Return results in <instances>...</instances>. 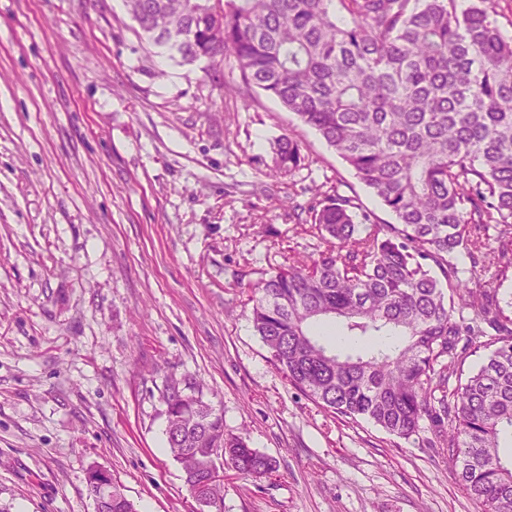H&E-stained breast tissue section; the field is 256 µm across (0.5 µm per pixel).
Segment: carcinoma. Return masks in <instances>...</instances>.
<instances>
[{
	"instance_id": "obj_1",
	"label": "carcinoma",
	"mask_w": 512,
	"mask_h": 512,
	"mask_svg": "<svg viewBox=\"0 0 512 512\" xmlns=\"http://www.w3.org/2000/svg\"><path fill=\"white\" fill-rule=\"evenodd\" d=\"M138 36L177 63L234 59L259 89L314 129L396 219L358 217L336 193L312 208L325 249L248 284L254 332L270 362L323 409L409 438L430 422L458 483L481 512H512V319L472 288L452 257L486 248L481 232L512 222V36L492 0H123ZM303 144L273 145V170L305 167ZM512 265L487 248L483 272ZM360 343L343 354L321 333ZM498 344L448 391V361L474 340ZM165 448L186 487L222 466L259 482L275 458L226 429L224 411L184 375L165 380ZM106 512H137L122 484L87 470Z\"/></svg>"
}]
</instances>
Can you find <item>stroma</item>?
I'll use <instances>...</instances> for the list:
<instances>
[{"mask_svg":"<svg viewBox=\"0 0 512 512\" xmlns=\"http://www.w3.org/2000/svg\"><path fill=\"white\" fill-rule=\"evenodd\" d=\"M120 0H0V512H95L89 467L138 512H196L160 392L188 373L279 463L224 473V512H478L430 423L407 439L317 406L271 364L239 282L324 249L309 208L394 216L261 92L141 41ZM287 135L308 148L272 169ZM494 286L512 316V266ZM303 144L287 135L273 145V170L283 176H292L305 167L307 154Z\"/></svg>","mask_w":512,"mask_h":512,"instance_id":"1","label":"stroma"}]
</instances>
